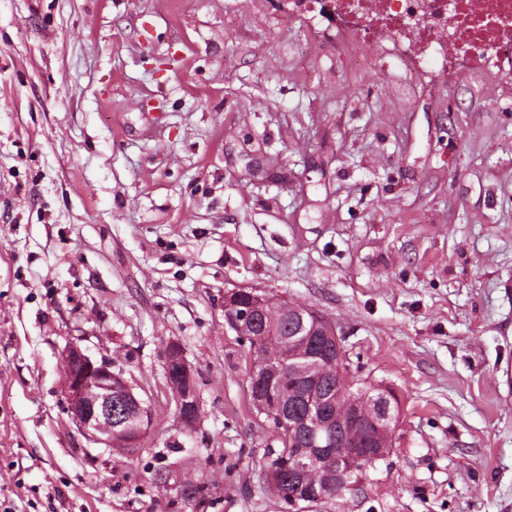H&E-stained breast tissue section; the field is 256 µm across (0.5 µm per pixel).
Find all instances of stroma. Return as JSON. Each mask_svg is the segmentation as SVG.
Segmentation results:
<instances>
[{"mask_svg":"<svg viewBox=\"0 0 512 512\" xmlns=\"http://www.w3.org/2000/svg\"><path fill=\"white\" fill-rule=\"evenodd\" d=\"M234 288L318 310L400 401L388 458L304 512H512V68L317 0H0V512H195L209 456V512H282ZM72 344L150 405L135 452L68 414ZM165 369L169 378L172 377L180 383L174 395L175 407L180 419L185 424H193L198 417L199 398L191 367L178 344L172 343L167 346ZM211 461L205 459L204 462L199 464V477L195 481L184 482L180 486L182 492H180V498L183 500H195L202 505L205 504L214 505V502L210 500L211 491L206 480V472L210 466ZM211 507V506H209Z\"/></svg>","mask_w":512,"mask_h":512,"instance_id":"obj_1","label":"stroma"}]
</instances>
